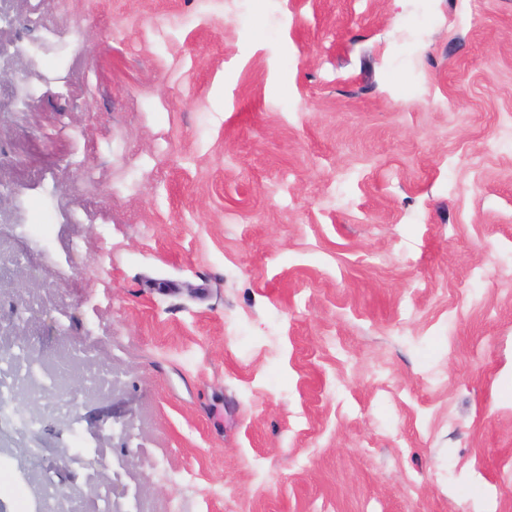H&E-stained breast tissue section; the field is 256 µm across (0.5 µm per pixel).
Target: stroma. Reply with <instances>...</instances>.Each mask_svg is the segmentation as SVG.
<instances>
[{
  "label": "stroma",
  "instance_id": "1",
  "mask_svg": "<svg viewBox=\"0 0 512 512\" xmlns=\"http://www.w3.org/2000/svg\"><path fill=\"white\" fill-rule=\"evenodd\" d=\"M20 345L0 512H512V0H0ZM24 375L30 379V381H36L39 383L41 390L47 394L52 400L57 402H69L72 399V395L61 389L57 383L53 380L41 381L37 378L38 367L34 362H27L23 365Z\"/></svg>",
  "mask_w": 512,
  "mask_h": 512
}]
</instances>
